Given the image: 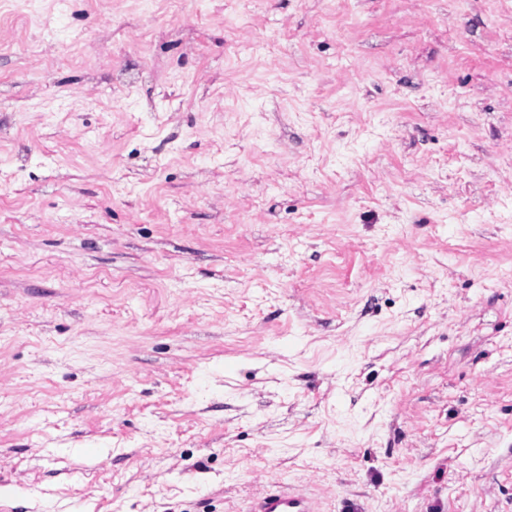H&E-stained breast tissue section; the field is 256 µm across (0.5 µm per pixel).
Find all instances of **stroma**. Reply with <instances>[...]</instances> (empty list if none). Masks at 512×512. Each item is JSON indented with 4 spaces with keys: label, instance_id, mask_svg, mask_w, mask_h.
Instances as JSON below:
<instances>
[{
    "label": "stroma",
    "instance_id": "1",
    "mask_svg": "<svg viewBox=\"0 0 512 512\" xmlns=\"http://www.w3.org/2000/svg\"><path fill=\"white\" fill-rule=\"evenodd\" d=\"M512 512V0H0V512ZM271 489L259 501L253 512H317L312 501L303 494L285 487L270 478Z\"/></svg>",
    "mask_w": 512,
    "mask_h": 512
}]
</instances>
